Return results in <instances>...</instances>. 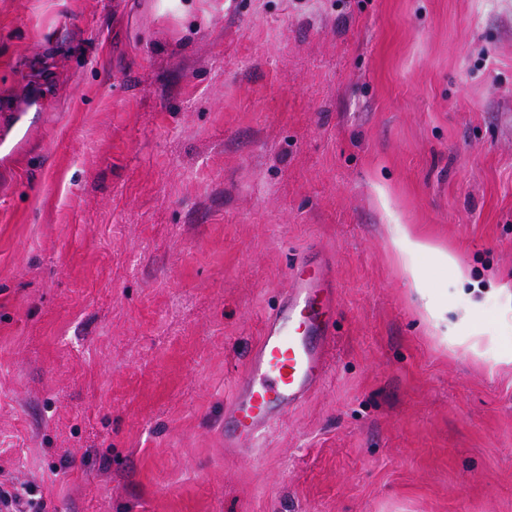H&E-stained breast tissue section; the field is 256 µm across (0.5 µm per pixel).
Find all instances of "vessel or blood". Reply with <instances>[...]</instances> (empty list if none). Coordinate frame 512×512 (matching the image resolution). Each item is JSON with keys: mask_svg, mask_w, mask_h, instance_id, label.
<instances>
[{"mask_svg": "<svg viewBox=\"0 0 512 512\" xmlns=\"http://www.w3.org/2000/svg\"><path fill=\"white\" fill-rule=\"evenodd\" d=\"M336 293L328 256L308 251L291 267L289 283L224 404L225 450H244L322 385Z\"/></svg>", "mask_w": 512, "mask_h": 512, "instance_id": "vessel-or-blood-1", "label": "vessel or blood"}]
</instances>
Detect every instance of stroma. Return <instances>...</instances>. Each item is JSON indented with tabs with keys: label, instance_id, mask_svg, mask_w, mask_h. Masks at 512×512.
<instances>
[{
	"label": "stroma",
	"instance_id": "35a3bbf8",
	"mask_svg": "<svg viewBox=\"0 0 512 512\" xmlns=\"http://www.w3.org/2000/svg\"><path fill=\"white\" fill-rule=\"evenodd\" d=\"M43 85L0 170V481L43 512H512V0H0V118ZM309 249L327 378L225 454ZM408 249L406 255L402 258L403 273L409 279L415 290L421 291L420 278L421 274L417 266L412 261V256L415 253L425 252L430 250V246L421 240L411 239L410 236L406 237Z\"/></svg>",
	"mask_w": 512,
	"mask_h": 512
}]
</instances>
